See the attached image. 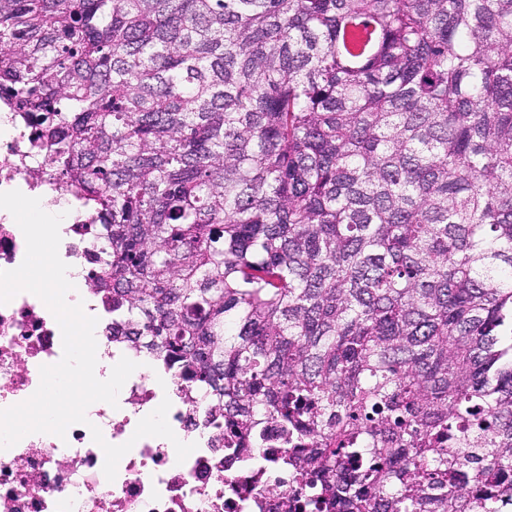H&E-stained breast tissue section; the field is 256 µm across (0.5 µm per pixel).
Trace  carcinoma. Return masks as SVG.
Listing matches in <instances>:
<instances>
[{
	"label": "carcinoma",
	"instance_id": "1",
	"mask_svg": "<svg viewBox=\"0 0 512 512\" xmlns=\"http://www.w3.org/2000/svg\"><path fill=\"white\" fill-rule=\"evenodd\" d=\"M112 337L269 512H512V0H0Z\"/></svg>",
	"mask_w": 512,
	"mask_h": 512
}]
</instances>
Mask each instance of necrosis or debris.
Returning <instances> with one entry per match:
<instances>
[{
	"label": "necrosis or debris",
	"mask_w": 512,
	"mask_h": 512,
	"mask_svg": "<svg viewBox=\"0 0 512 512\" xmlns=\"http://www.w3.org/2000/svg\"><path fill=\"white\" fill-rule=\"evenodd\" d=\"M0 134V199L21 192L49 190L76 206V198L56 180L37 179L38 154L21 123ZM62 357V335L55 318L35 295L22 292L0 305V407L28 399L40 383V368ZM156 375L134 371L118 406L100 402L96 413L109 432L107 442H132L114 481L103 473L104 452L83 424L65 437L38 435L0 450V512H263L257 499L238 495L224 472V424L203 406L184 398L175 369ZM170 400L167 420L184 436H198L196 449L177 462L173 445L157 437L134 439L140 419Z\"/></svg>",
	"instance_id": "obj_1"
}]
</instances>
